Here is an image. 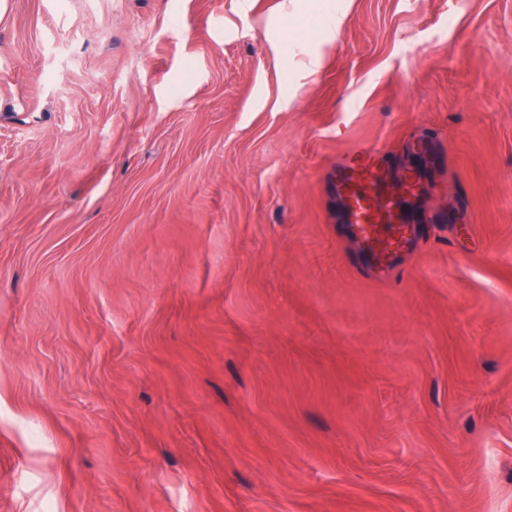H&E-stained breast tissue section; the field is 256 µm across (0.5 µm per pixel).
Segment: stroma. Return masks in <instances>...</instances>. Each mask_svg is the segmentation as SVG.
I'll return each instance as SVG.
<instances>
[{"mask_svg":"<svg viewBox=\"0 0 512 512\" xmlns=\"http://www.w3.org/2000/svg\"><path fill=\"white\" fill-rule=\"evenodd\" d=\"M0 512H512V0H0ZM435 139L418 136L407 145L405 168L383 152L361 146L345 152L333 173L341 205V229L354 261L378 280L387 279L413 252L426 224L436 222L418 207L432 189Z\"/></svg>","mask_w":512,"mask_h":512,"instance_id":"stroma-1","label":"stroma"}]
</instances>
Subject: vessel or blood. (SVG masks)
Here are the masks:
<instances>
[{
	"label": "vessel or blood",
	"mask_w": 512,
	"mask_h": 512,
	"mask_svg": "<svg viewBox=\"0 0 512 512\" xmlns=\"http://www.w3.org/2000/svg\"><path fill=\"white\" fill-rule=\"evenodd\" d=\"M435 146L432 138H413L401 165L365 146L336 161L333 177L341 229L354 247L355 262L375 279H387L401 267L426 225L434 221L418 204L431 189Z\"/></svg>",
	"instance_id": "vessel-or-blood-1"
}]
</instances>
